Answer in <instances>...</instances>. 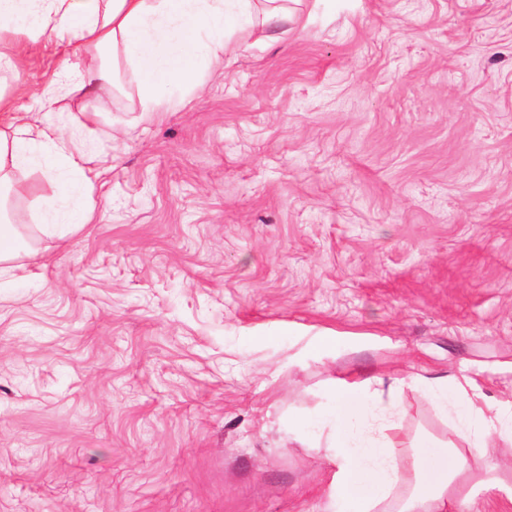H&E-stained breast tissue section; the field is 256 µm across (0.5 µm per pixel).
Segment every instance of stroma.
Segmentation results:
<instances>
[{
	"label": "stroma",
	"instance_id": "obj_1",
	"mask_svg": "<svg viewBox=\"0 0 512 512\" xmlns=\"http://www.w3.org/2000/svg\"><path fill=\"white\" fill-rule=\"evenodd\" d=\"M90 65L30 42L0 92L41 113ZM199 83L49 107L97 113L106 164L92 222L0 284V512H325L290 419L331 380L512 399V0H305Z\"/></svg>",
	"mask_w": 512,
	"mask_h": 512
}]
</instances>
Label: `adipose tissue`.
<instances>
[{
  "mask_svg": "<svg viewBox=\"0 0 512 512\" xmlns=\"http://www.w3.org/2000/svg\"><path fill=\"white\" fill-rule=\"evenodd\" d=\"M301 0H0V40L29 36L72 44L80 53L105 55L74 83L71 95H90L135 77L142 111L157 112L169 88L194 89L201 60L220 59L228 35L247 43L255 32L295 19ZM83 118L14 112L0 97V275L35 248L14 218L26 197L42 223L63 235L90 223V177L100 158L77 130ZM410 387L459 422L464 448L433 437H407L399 395ZM331 404L299 413L291 424L325 449L327 512H471L476 488L512 500V483L497 467L473 469L493 439L512 445V400L487 401L469 376L394 380L388 394L335 379Z\"/></svg>",
  "mask_w": 512,
  "mask_h": 512,
  "instance_id": "ef3b65f1",
  "label": "adipose tissue"
}]
</instances>
